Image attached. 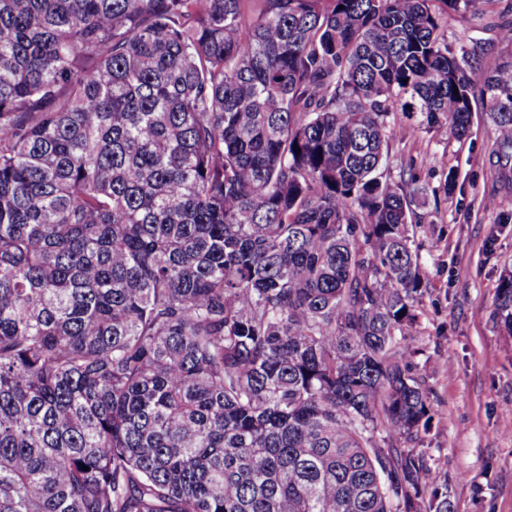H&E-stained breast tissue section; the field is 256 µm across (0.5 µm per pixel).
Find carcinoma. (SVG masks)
<instances>
[{"label":"carcinoma","mask_w":512,"mask_h":512,"mask_svg":"<svg viewBox=\"0 0 512 512\" xmlns=\"http://www.w3.org/2000/svg\"><path fill=\"white\" fill-rule=\"evenodd\" d=\"M440 3L0 0V512H450L385 168L478 99L512 223V19ZM484 8L485 5L482 2H474L465 14V19L461 18L460 14L450 11L446 35L448 36V41L465 37L485 44L490 52L488 62L492 64L501 53L503 46L499 44L498 30L493 26L496 19L493 17H479L478 14Z\"/></svg>","instance_id":"carcinoma-1"}]
</instances>
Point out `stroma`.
I'll return each instance as SVG.
<instances>
[{
    "mask_svg": "<svg viewBox=\"0 0 512 512\" xmlns=\"http://www.w3.org/2000/svg\"><path fill=\"white\" fill-rule=\"evenodd\" d=\"M482 0L448 17L449 39L465 37L498 56L502 47ZM415 136L390 146L388 172L413 169L426 224L414 234L428 289L412 330L421 352L415 371L432 390L437 412L422 452L448 481L452 512H512V339L492 318L504 269L512 267V224L497 221L483 199L495 185L494 127L481 104L461 141L426 132L418 117L397 114ZM457 189L445 197L448 170Z\"/></svg>",
    "mask_w": 512,
    "mask_h": 512,
    "instance_id": "35a3bbf8",
    "label": "stroma"
}]
</instances>
